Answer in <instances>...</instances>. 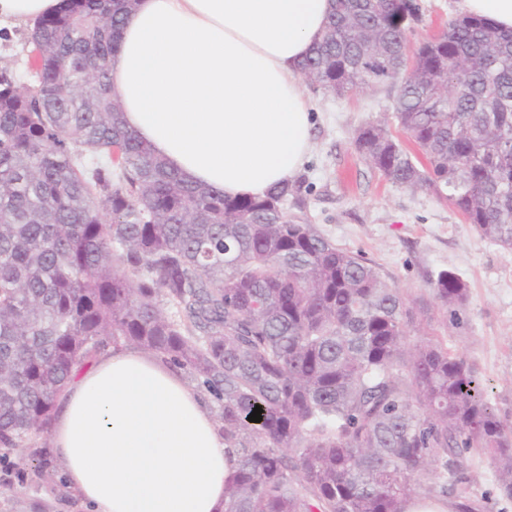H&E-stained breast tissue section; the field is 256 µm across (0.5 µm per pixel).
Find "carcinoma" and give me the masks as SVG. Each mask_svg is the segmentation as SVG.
<instances>
[{
	"label": "carcinoma",
	"instance_id": "cac0c4a2",
	"mask_svg": "<svg viewBox=\"0 0 512 512\" xmlns=\"http://www.w3.org/2000/svg\"><path fill=\"white\" fill-rule=\"evenodd\" d=\"M136 0H67L30 32L36 83L0 67V448L48 435L73 369L135 346L214 399L235 455L224 512H406L415 477L477 512L476 453L512 499V423L409 300L303 211L295 179L229 197L185 181L105 93ZM411 0H336L303 82L389 85L393 118L354 134L392 183L450 202L512 249V32L460 16L408 41ZM297 211H288V201ZM454 316L469 288L443 270ZM260 406L262 421L248 420Z\"/></svg>",
	"mask_w": 512,
	"mask_h": 512
}]
</instances>
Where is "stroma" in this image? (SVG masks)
I'll use <instances>...</instances> for the list:
<instances>
[{"label": "stroma", "instance_id": "35a3bbf8", "mask_svg": "<svg viewBox=\"0 0 512 512\" xmlns=\"http://www.w3.org/2000/svg\"><path fill=\"white\" fill-rule=\"evenodd\" d=\"M419 2L422 15L410 35L415 43L459 15L456 0ZM29 34L25 26L0 42V67L25 85L34 82ZM305 93L314 114L313 149L300 175L311 222L339 247L362 253L408 300L426 306L431 333L474 365L486 398L512 420V249L481 239L454 206L430 192L392 184L358 153L355 131L392 109L389 86L342 96L309 86ZM443 270L469 286L467 308L455 318L432 299L431 284ZM51 455L38 444L0 458V512H87L65 482L47 483L35 472L34 460ZM467 465L481 512H512L486 462L474 456Z\"/></svg>", "mask_w": 512, "mask_h": 512}]
</instances>
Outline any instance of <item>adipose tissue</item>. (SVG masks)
Returning a JSON list of instances; mask_svg holds the SVG:
<instances>
[{"label":"adipose tissue","instance_id":"ef3b65f1","mask_svg":"<svg viewBox=\"0 0 512 512\" xmlns=\"http://www.w3.org/2000/svg\"><path fill=\"white\" fill-rule=\"evenodd\" d=\"M64 0H0V27ZM331 0H138L110 61L131 129L188 181L258 195L292 181L312 148L298 66ZM52 448L90 512H222L232 471L209 403L135 347L77 369Z\"/></svg>","mask_w":512,"mask_h":512}]
</instances>
